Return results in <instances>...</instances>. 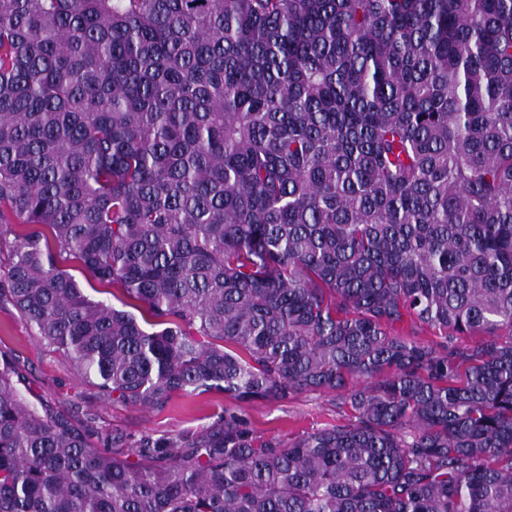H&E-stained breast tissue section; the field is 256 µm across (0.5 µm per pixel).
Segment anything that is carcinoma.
Instances as JSON below:
<instances>
[{"label":"carcinoma","instance_id":"cac0c4a2","mask_svg":"<svg viewBox=\"0 0 512 512\" xmlns=\"http://www.w3.org/2000/svg\"><path fill=\"white\" fill-rule=\"evenodd\" d=\"M0 303L115 403L350 410L108 452L0 353V512H512V0H0ZM65 265L68 266L69 269H72L70 270L71 273L81 283L83 292L88 298L95 301L104 300L117 308L131 311L140 318L138 311L128 304L133 302L128 300L120 289L100 286L87 275L85 276L75 263L69 262ZM124 303H127L128 306L124 305Z\"/></svg>","mask_w":512,"mask_h":512}]
</instances>
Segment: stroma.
Listing matches in <instances>:
<instances>
[{
  "label": "stroma",
  "mask_w": 512,
  "mask_h": 512,
  "mask_svg": "<svg viewBox=\"0 0 512 512\" xmlns=\"http://www.w3.org/2000/svg\"><path fill=\"white\" fill-rule=\"evenodd\" d=\"M0 351L14 358L23 377L21 390L30 402L70 412L100 448L109 447L116 432L136 440L144 434L158 437L198 431L227 410L244 418L258 435L283 438L315 431L341 415L336 394L327 392L302 393L282 401L237 402L223 392L211 391L174 397L161 409L103 400L8 304L0 305Z\"/></svg>",
  "instance_id": "obj_1"
}]
</instances>
